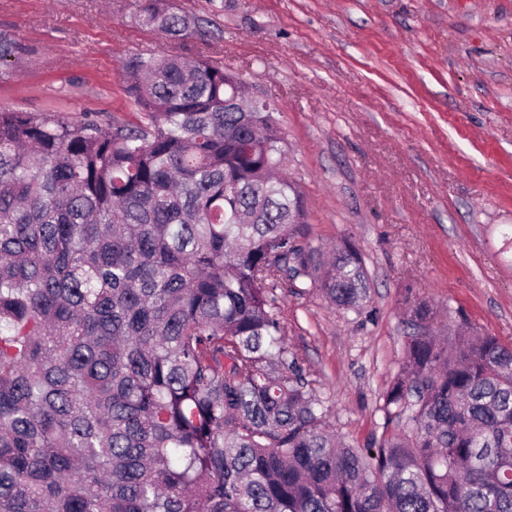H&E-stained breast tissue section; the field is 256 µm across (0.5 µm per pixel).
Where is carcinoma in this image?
Instances as JSON below:
<instances>
[{
    "instance_id": "1",
    "label": "carcinoma",
    "mask_w": 512,
    "mask_h": 512,
    "mask_svg": "<svg viewBox=\"0 0 512 512\" xmlns=\"http://www.w3.org/2000/svg\"><path fill=\"white\" fill-rule=\"evenodd\" d=\"M123 72L139 124L0 108V512H512V346L420 301L394 430L345 444L281 301L358 311L370 278L308 241L274 104L203 61Z\"/></svg>"
}]
</instances>
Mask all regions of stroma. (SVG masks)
Masks as SVG:
<instances>
[{
  "label": "stroma",
  "instance_id": "obj_1",
  "mask_svg": "<svg viewBox=\"0 0 512 512\" xmlns=\"http://www.w3.org/2000/svg\"><path fill=\"white\" fill-rule=\"evenodd\" d=\"M166 4L204 34L146 27L134 0H0V30L23 46L0 63V107L138 122L122 65L140 53L231 65L272 100L308 240H350L371 282L358 311L284 297L285 341L319 376L330 427L366 447L416 303L433 330L512 345V0Z\"/></svg>",
  "mask_w": 512,
  "mask_h": 512
}]
</instances>
